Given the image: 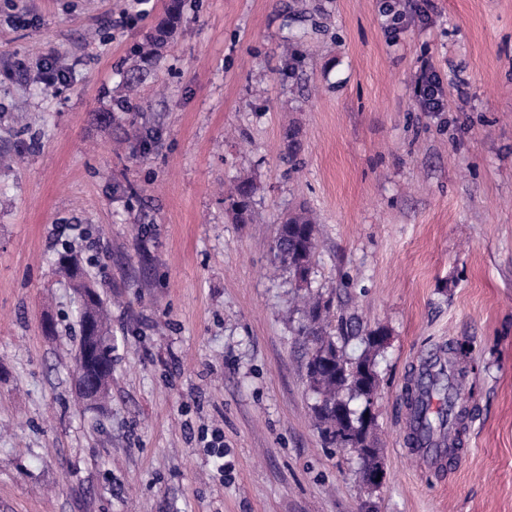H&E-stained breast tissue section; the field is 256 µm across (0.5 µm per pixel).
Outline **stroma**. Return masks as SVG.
Listing matches in <instances>:
<instances>
[{
	"label": "stroma",
	"instance_id": "stroma-1",
	"mask_svg": "<svg viewBox=\"0 0 512 512\" xmlns=\"http://www.w3.org/2000/svg\"><path fill=\"white\" fill-rule=\"evenodd\" d=\"M432 3L424 21L423 0H185L131 88L166 0L128 20L130 0H0V153L22 159L0 170V512H512V0ZM51 56L70 77L49 90ZM425 61L445 111L417 105ZM243 175L237 224L224 190ZM302 203L312 288L388 338L373 490L321 436L274 257ZM66 243L112 320L101 409L75 398ZM455 339L476 390L461 463L435 471L403 394ZM256 185L249 178L239 179L229 190L226 201L228 210L237 224H248L252 221Z\"/></svg>",
	"mask_w": 512,
	"mask_h": 512
}]
</instances>
